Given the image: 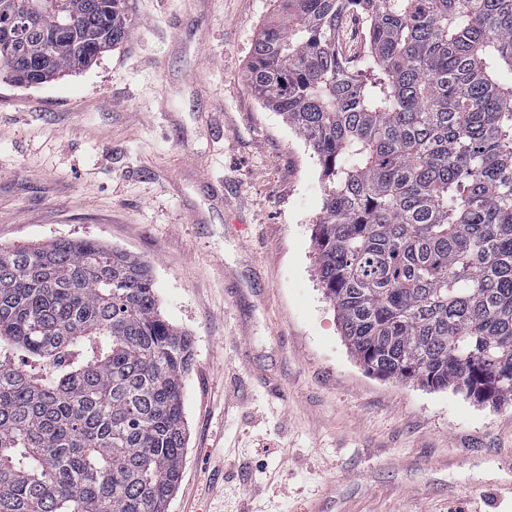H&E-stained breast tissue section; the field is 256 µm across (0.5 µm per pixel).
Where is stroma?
<instances>
[{"mask_svg": "<svg viewBox=\"0 0 512 512\" xmlns=\"http://www.w3.org/2000/svg\"><path fill=\"white\" fill-rule=\"evenodd\" d=\"M132 36L37 86L0 77V247L149 263L194 339L167 512H512V401L367 374L317 281L325 180L247 83L277 0H126Z\"/></svg>", "mask_w": 512, "mask_h": 512, "instance_id": "obj_1", "label": "stroma"}]
</instances>
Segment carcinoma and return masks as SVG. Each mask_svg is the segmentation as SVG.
Here are the masks:
<instances>
[{
  "mask_svg": "<svg viewBox=\"0 0 512 512\" xmlns=\"http://www.w3.org/2000/svg\"><path fill=\"white\" fill-rule=\"evenodd\" d=\"M279 7L248 83L321 166L316 276L351 355L382 379L511 401L512 0ZM353 14L355 63L337 46ZM18 18L0 74L26 87L132 33L126 0H9L0 28ZM193 347L139 257L0 248V512H166Z\"/></svg>",
  "mask_w": 512,
  "mask_h": 512,
  "instance_id": "1",
  "label": "carcinoma"
}]
</instances>
